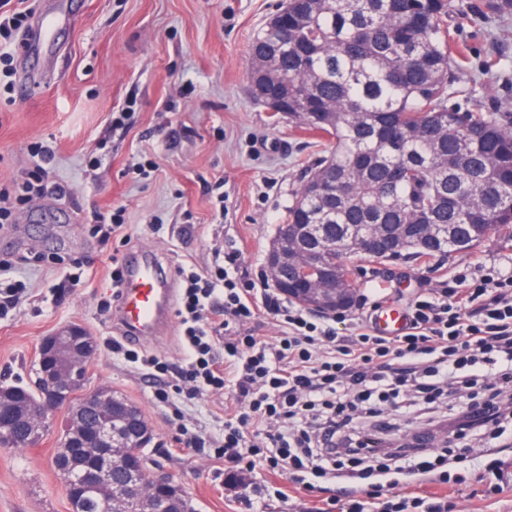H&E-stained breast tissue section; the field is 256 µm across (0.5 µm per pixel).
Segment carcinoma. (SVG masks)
I'll use <instances>...</instances> for the list:
<instances>
[{"label":"carcinoma","mask_w":512,"mask_h":512,"mask_svg":"<svg viewBox=\"0 0 512 512\" xmlns=\"http://www.w3.org/2000/svg\"><path fill=\"white\" fill-rule=\"evenodd\" d=\"M512 14V0H284L250 49L254 100L274 95L288 121L332 141L310 168L286 223L310 225L307 245L348 281L353 241L382 225L378 253L419 258L512 248V129L501 110L462 111L460 59L449 22ZM272 58L273 68L256 59ZM78 512H106L76 490Z\"/></svg>","instance_id":"1"}]
</instances>
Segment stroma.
Instances as JSON below:
<instances>
[{
  "instance_id": "stroma-1",
  "label": "stroma",
  "mask_w": 512,
  "mask_h": 512,
  "mask_svg": "<svg viewBox=\"0 0 512 512\" xmlns=\"http://www.w3.org/2000/svg\"><path fill=\"white\" fill-rule=\"evenodd\" d=\"M280 0H77L76 16L59 31L60 60L51 79L32 96L0 88V183L30 168V145L50 147L48 171L64 182V199L43 197L44 210L16 209L0 230V251L59 254L66 268L23 266L0 274V284L24 282L19 310L0 318V383L27 379L41 340L66 324L83 325L98 343L83 392L112 389L137 405L158 435L155 459L189 496L196 512H244V501L262 489H280L263 512H316L341 497L347 484L323 482L319 492L299 488L289 476L264 467L230 486L224 464L188 448L178 429L218 434L232 392H202L186 400L169 387L156 400V385L135 364L113 354L119 337L111 300L113 254L150 252L170 270L210 271L215 248H234L242 282L263 285L266 255L278 224L312 163L330 151L329 138L273 116L249 91V53L258 31ZM455 49L468 63L462 109L503 105L512 122V17L503 28L479 31L459 25ZM124 112V128L112 117ZM119 208L125 227L101 244L89 224L93 211ZM194 225L183 238V225ZM360 301L337 324L351 333L370 303L403 309L418 296L452 283L468 270L512 272V249L489 237L476 249L425 262L401 257L375 262L351 255ZM57 431L35 446H0V512H70L55 467ZM448 489L454 512H512V482L490 494L479 480Z\"/></svg>"
}]
</instances>
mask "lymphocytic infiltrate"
I'll return each mask as SVG.
<instances>
[{
  "mask_svg": "<svg viewBox=\"0 0 512 512\" xmlns=\"http://www.w3.org/2000/svg\"><path fill=\"white\" fill-rule=\"evenodd\" d=\"M30 13L0 0V82L14 75L17 40ZM39 163L13 193H0V224L12 204L66 188L46 178L54 154L39 143ZM177 311L189 356L176 375L195 396L231 389L236 406L221 437L192 434V448L214 449L226 470L254 459L296 474L305 491L320 480L344 477L356 489L326 512H452L447 498L422 497L415 479L448 487L467 482L481 437L487 447L512 444V274L480 279L466 291L423 296L407 310L397 336L358 325L341 336L329 320L284 303L273 289L243 284L238 254L225 252L213 275L182 274ZM281 328L276 342L246 332L261 315ZM431 419L452 415L451 446L392 448L367 427L384 411Z\"/></svg>",
  "mask_w": 512,
  "mask_h": 512,
  "instance_id": "1",
  "label": "lymphocytic infiltrate"
}]
</instances>
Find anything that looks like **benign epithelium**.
<instances>
[{"label": "benign epithelium", "instance_id": "benign-epithelium-1", "mask_svg": "<svg viewBox=\"0 0 512 512\" xmlns=\"http://www.w3.org/2000/svg\"><path fill=\"white\" fill-rule=\"evenodd\" d=\"M306 234L302 224L283 227L269 251L267 279L285 297L323 315L357 304L356 289L336 287L334 273L313 253L301 249ZM290 264L304 267L313 277L297 285L288 283L281 271ZM97 354L95 337L79 324L44 337L39 346L43 376L38 396H26L19 386L0 387V446L12 445V426L19 416L27 422L28 446L40 440L53 425L56 412L68 405L71 390L82 382ZM86 407L98 412L91 429L84 418ZM155 438L137 407L112 395V390L99 388L85 395L82 406L69 410L55 465L103 499L109 512H186L182 489L159 468L147 466L145 450ZM117 468L126 470L121 482L112 480Z\"/></svg>", "mask_w": 512, "mask_h": 512}]
</instances>
